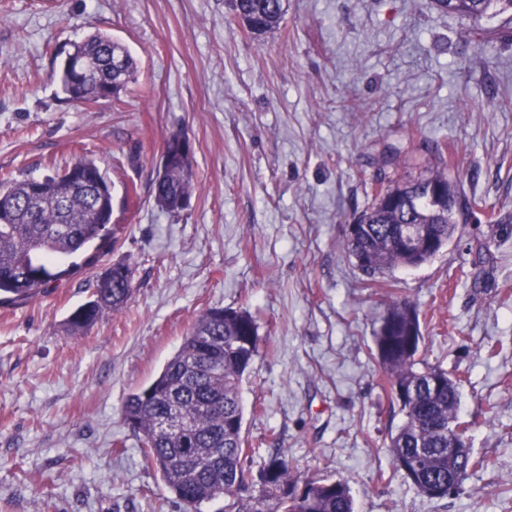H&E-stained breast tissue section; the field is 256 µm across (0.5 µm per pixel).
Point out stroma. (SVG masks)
<instances>
[{
	"instance_id": "1",
	"label": "stroma",
	"mask_w": 512,
	"mask_h": 512,
	"mask_svg": "<svg viewBox=\"0 0 512 512\" xmlns=\"http://www.w3.org/2000/svg\"><path fill=\"white\" fill-rule=\"evenodd\" d=\"M230 0H0V174L97 160L117 241L30 303H0V512H184L125 425L145 385L212 307L252 313L260 351L243 383L259 471L346 481L355 512H512V18L463 21L432 0H286L254 38ZM137 61L118 98L67 101L55 71L93 31ZM498 37V60L476 45ZM192 143L180 214L155 204L164 143ZM448 149L476 206L431 262L398 269L425 360L460 373L474 455L459 494L432 499L393 472L404 421L373 358L385 298L340 249L370 176H418ZM124 261L134 295L87 334L69 313ZM498 353L488 357L487 344Z\"/></svg>"
}]
</instances>
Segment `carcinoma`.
<instances>
[{
	"label": "carcinoma",
	"instance_id": "cac0c4a2",
	"mask_svg": "<svg viewBox=\"0 0 512 512\" xmlns=\"http://www.w3.org/2000/svg\"><path fill=\"white\" fill-rule=\"evenodd\" d=\"M284 0H232L229 21L260 36L277 30ZM442 13L463 20L512 13V0H434ZM72 56L87 61L77 72L59 67L62 92L72 102L94 104L119 96L135 79L137 64L128 50L95 31L72 44ZM194 182L193 154L162 161L153 181L156 205L168 214L182 211ZM438 189L443 201L432 200ZM372 200L353 221L367 225L360 235L345 234L342 251L358 259L366 287L389 288V275L399 267H420L437 251L415 256L399 242L404 224H428L439 246H447L460 219L473 204L448 174L444 157L417 178L371 181ZM112 186L92 158L80 157L64 171L42 178H0V303L30 301L51 281L79 269L70 261L96 239L111 234ZM134 290L133 272L123 262L96 278L90 299L67 318V332L82 335L108 314L121 312ZM375 356L391 398L397 387L408 392L400 402L405 422L388 445L393 471L400 472L421 493L443 499L459 490L468 472L489 466L468 444L470 424L458 420L462 379L428 365L419 311L397 297L388 303L373 336ZM254 316L231 307L207 309L183 337L179 349L145 386L129 393L122 416L137 438L144 463L158 472L185 512L220 498L228 512H355L346 483L326 478L300 479L288 461L272 454L260 472L261 492L245 498L253 486L249 453L242 435V383L259 354ZM460 426L461 444L448 452V426Z\"/></svg>",
	"mask_w": 512,
	"mask_h": 512
}]
</instances>
